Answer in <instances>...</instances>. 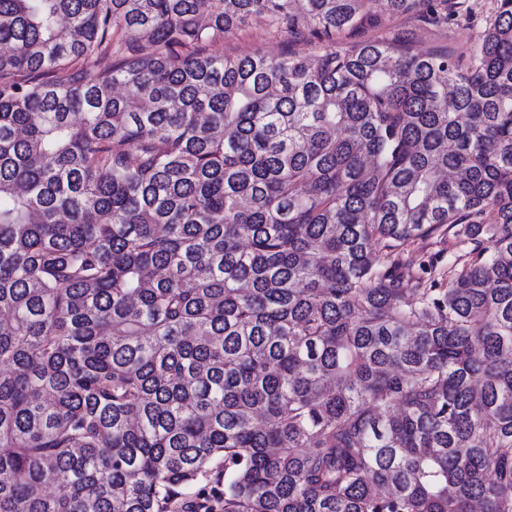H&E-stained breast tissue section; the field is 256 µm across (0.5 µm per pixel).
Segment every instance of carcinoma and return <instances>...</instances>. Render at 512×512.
<instances>
[{
	"label": "carcinoma",
	"instance_id": "cac0c4a2",
	"mask_svg": "<svg viewBox=\"0 0 512 512\" xmlns=\"http://www.w3.org/2000/svg\"><path fill=\"white\" fill-rule=\"evenodd\" d=\"M382 5L0 0V512H512V0L206 51ZM466 3L472 8L470 19L450 29L410 20L404 15H396L378 7L376 17L365 26L363 38L399 35L402 42L416 52L438 47L465 51L479 42L485 21L496 6L494 0H466ZM285 48H288V38L284 33L277 31L263 20H252L224 37V42L209 46L207 49L235 55L256 52L273 55ZM348 42L349 40L345 38L336 39V43L333 44L326 40H314L313 42H308L306 40L299 39L292 43V49L309 63L315 64L318 61L319 56L322 55L325 50L329 48L341 50L347 46Z\"/></svg>",
	"mask_w": 512,
	"mask_h": 512
}]
</instances>
